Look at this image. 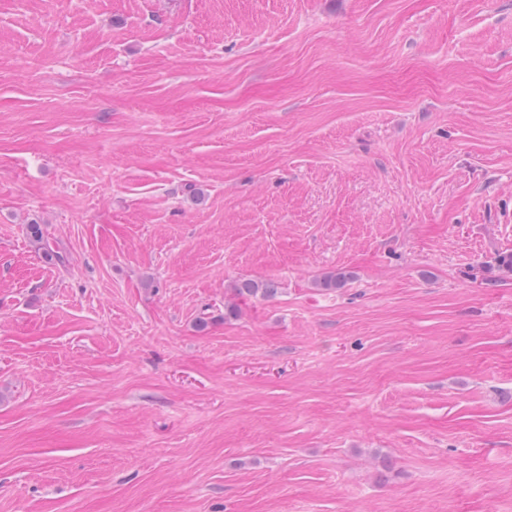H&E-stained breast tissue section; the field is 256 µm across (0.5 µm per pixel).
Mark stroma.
Wrapping results in <instances>:
<instances>
[{
  "instance_id": "35a3bbf8",
  "label": "stroma",
  "mask_w": 512,
  "mask_h": 512,
  "mask_svg": "<svg viewBox=\"0 0 512 512\" xmlns=\"http://www.w3.org/2000/svg\"><path fill=\"white\" fill-rule=\"evenodd\" d=\"M508 254L512 0H0V512H512Z\"/></svg>"
}]
</instances>
